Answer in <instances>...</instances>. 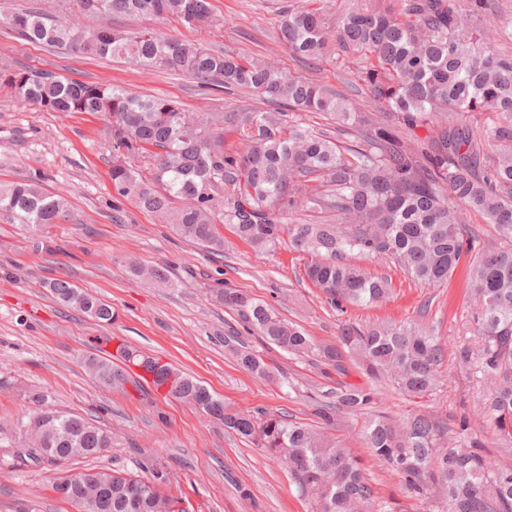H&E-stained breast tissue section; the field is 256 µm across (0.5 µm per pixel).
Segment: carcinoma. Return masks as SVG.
I'll list each match as a JSON object with an SVG mask.
<instances>
[{
	"label": "carcinoma",
	"instance_id": "carcinoma-1",
	"mask_svg": "<svg viewBox=\"0 0 512 512\" xmlns=\"http://www.w3.org/2000/svg\"><path fill=\"white\" fill-rule=\"evenodd\" d=\"M72 17L38 10L0 14V24L32 43L85 55L121 56L155 69L192 77L226 94L250 92L273 105L263 112H187L166 98H139L119 86L62 78L18 68L0 71V88L16 101L48 112L101 113L112 124V152L127 167L110 170L112 190L159 215L182 238L224 255L216 225L230 224L240 239L262 252L283 243L309 258L305 274L336 314L349 306L387 300L392 280L351 265L347 257L389 258L428 285L448 281L469 259L475 305L470 327L477 345L459 348V366L481 375L488 394L485 417L503 448H512V56L498 52L501 33L491 21L493 0H336L331 16L297 0L280 15L288 52L313 67L336 57L356 64L363 98L353 101L305 76H292L259 58L164 37L156 30L84 28L79 16L98 14L165 18L182 25L213 22L208 0H79ZM316 113L317 128L298 119ZM237 147L224 148V124ZM420 127L432 128L421 139ZM356 133L344 147L338 135ZM141 161L143 169L133 164ZM41 179L0 186V211L36 227L68 215L66 201L46 194ZM494 225L497 242L480 243L470 214ZM148 283H165L161 266L129 263ZM55 301L110 324L112 305L64 277L42 282ZM216 299L236 312L245 329L289 355L316 358L336 370L351 356L372 379L384 378L411 398L428 396L444 349L431 331L406 322L344 321L338 345H322L302 326L233 288ZM225 346L249 373L279 385L259 351L237 336ZM160 358L133 364L163 382ZM131 364V365H133ZM85 365L95 384L143 389L131 365L93 354ZM179 378L172 397L196 405L280 461L307 495L313 512H381L375 486L334 431L347 415L375 404L369 387L342 385L316 402L318 426L263 410L230 411L193 376ZM18 431L31 430L40 457L63 463L94 457L112 436L91 418L58 411L34 393ZM469 421L455 436L428 414L394 420L378 415L362 437L372 456L400 478L405 496L442 503L445 512H512V467L493 465L482 442L465 441ZM112 469L68 473L67 500L91 496L97 512H165L170 493L136 475L122 480Z\"/></svg>",
	"mask_w": 512,
	"mask_h": 512
}]
</instances>
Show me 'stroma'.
Segmentation results:
<instances>
[{
  "label": "stroma",
  "mask_w": 512,
  "mask_h": 512,
  "mask_svg": "<svg viewBox=\"0 0 512 512\" xmlns=\"http://www.w3.org/2000/svg\"><path fill=\"white\" fill-rule=\"evenodd\" d=\"M293 2L209 0L214 23L206 27L130 15L112 16L108 23L125 29L147 25L214 50L260 55L297 76L304 69L283 46L277 27L279 13ZM21 66L166 97L193 112L267 108L257 96L227 95L173 72L21 41L0 25V68ZM108 127L100 115L47 112L0 92V184L37 175L47 192L64 197L69 206L68 217L43 229L0 214V512H16L23 501L35 503L39 512H81L53 484L67 472L90 467L124 470L182 493L190 512H311L285 466L225 432L194 405L149 385L140 392L96 386L84 359L111 351L116 340L178 365L223 396L230 408L262 409L310 424L322 391L339 383L370 384L376 392L374 413L400 419L427 412L451 425L468 417L470 434L491 444L498 464L512 467V450L493 447L483 421L486 387L456 360L460 345L477 342L470 330L467 265H459L448 282L427 286L388 262L354 257V264L370 273L391 277L393 292L383 303L351 307L338 317L308 281L304 255L285 246L274 253L257 251L224 225V255L218 258L115 195ZM131 260L166 267L169 284L145 287L128 273ZM61 275L112 303V325H97L57 305L41 283ZM224 287L272 305L322 342H335L344 319L420 324L445 349L440 384L428 398L411 400L387 381L370 382L353 362L337 372L270 347L266 357L286 373L289 384L282 388L259 379L240 368L224 346L238 321L211 298ZM32 391L48 395L58 410L95 419L111 430V448L81 461L34 463L29 448L12 440L17 419L30 408ZM360 424V418H346L336 438L360 459L379 496L395 512H442L406 498L398 476L379 466L365 448Z\"/></svg>",
  "instance_id": "35a3bbf8"
}]
</instances>
